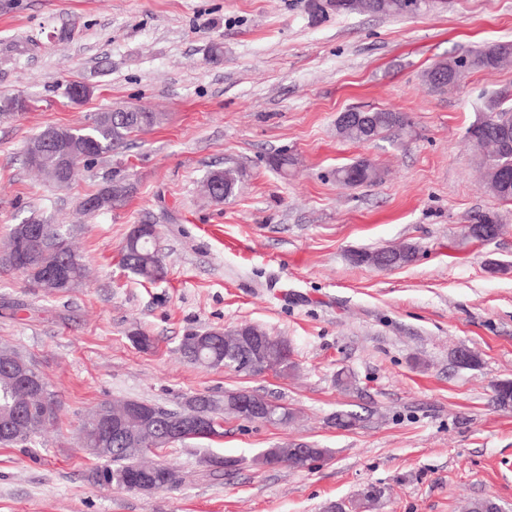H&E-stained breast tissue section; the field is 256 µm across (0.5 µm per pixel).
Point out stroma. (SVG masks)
Returning <instances> with one entry per match:
<instances>
[{"mask_svg":"<svg viewBox=\"0 0 512 512\" xmlns=\"http://www.w3.org/2000/svg\"><path fill=\"white\" fill-rule=\"evenodd\" d=\"M309 0H0V98L34 105L0 116V251L13 225L69 228L89 273L64 293L30 288L0 264V348L37 368L60 402L26 445H0V512H324L381 487L376 512H466L490 499L512 512V203L477 167L467 131L485 97L512 91V67L470 73L431 92L435 62L512 43V0H448L420 14L313 16ZM224 49L220 63L208 49ZM89 85L73 102L69 85ZM116 108L162 115L123 148L55 186L28 167L30 138ZM392 109L408 127L343 139L340 112ZM293 160L275 168L277 155ZM370 160L377 183L348 187L337 167ZM234 166L235 195L208 196L209 171ZM129 192L87 214L112 182ZM503 226L478 245L475 216ZM153 224L167 274L144 281L121 263L134 225ZM414 245L416 260L380 270L356 251ZM254 324L288 340L295 371L238 374L185 360V336ZM149 336L140 348L134 333ZM477 363L456 364L459 349ZM352 371L346 391L336 375ZM249 390L292 422L223 418L222 435L148 452L177 483L152 494L97 484L78 443L104 402L174 408L195 395ZM364 421L336 429L337 411ZM304 441L328 451L306 469L257 465ZM214 458L234 459L219 470Z\"/></svg>","mask_w":512,"mask_h":512,"instance_id":"1","label":"stroma"}]
</instances>
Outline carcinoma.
I'll use <instances>...</instances> for the list:
<instances>
[{
    "instance_id": "cac0c4a2",
    "label": "carcinoma",
    "mask_w": 512,
    "mask_h": 512,
    "mask_svg": "<svg viewBox=\"0 0 512 512\" xmlns=\"http://www.w3.org/2000/svg\"><path fill=\"white\" fill-rule=\"evenodd\" d=\"M426 4V0H385V7L379 11L381 15H407L414 11H420V7ZM512 62V44H492L471 50L468 53L440 60L429 67L423 74V80L429 89L438 94H443L457 87L450 80L444 84H435L431 76L440 71H448L455 67L462 69L468 75L473 71L499 70ZM373 130L366 132L363 128L353 125L339 131V134L353 142H363L374 134L379 136L386 132L403 130L408 126L407 116L402 112L390 109H377L369 111ZM161 116L156 112H129L125 109H114L110 112H100L87 125L76 127L73 133L78 139L92 138L98 143L97 155L116 151L123 147L127 139L134 133L152 128L160 122ZM512 128V107H503V98L490 97L484 104V111L478 120L468 131L470 139L480 151V167L484 174H489L497 168L504 159L498 141V128L500 126ZM336 182L345 186H360L373 184L380 180V170L371 162L363 160L339 167L336 169ZM240 180L239 171L233 168H225L218 175L221 183L222 194H210V197L222 201L233 195L238 188ZM55 235L58 252L61 259L67 261L71 258L75 262L69 264V274L75 280H82L85 273L78 254L72 249L66 232L58 225H50ZM156 227L147 224L143 233L137 238L127 236L122 249V263L137 276L155 282L159 280L157 274L158 251L156 249ZM254 335L264 339L266 356L270 367L274 371L286 374L295 368L291 360V349L288 342L278 336L268 334L261 327H253ZM181 351L190 362L204 366L222 365L230 367V360L224 358V345H203L200 343V334L192 333L185 337L181 344ZM26 403L30 420L36 421L39 416V403L33 397L27 395L22 386L17 384L12 377L0 373V418L11 415L20 403ZM333 424L341 430H351L361 421L362 415L353 410L339 411L332 417ZM109 447L114 449L112 456L106 460V464L95 470L92 474L94 481L98 483H112V476L121 474L126 477H148L162 488L167 489L177 483L178 478L173 469L162 463L146 464L142 461V451H120L116 441H111ZM258 461L264 465L286 463L294 469L302 468V460L298 451L283 443L266 450L258 457ZM382 497V490L370 485L365 488L354 508L360 510L374 509L378 506Z\"/></svg>"
}]
</instances>
